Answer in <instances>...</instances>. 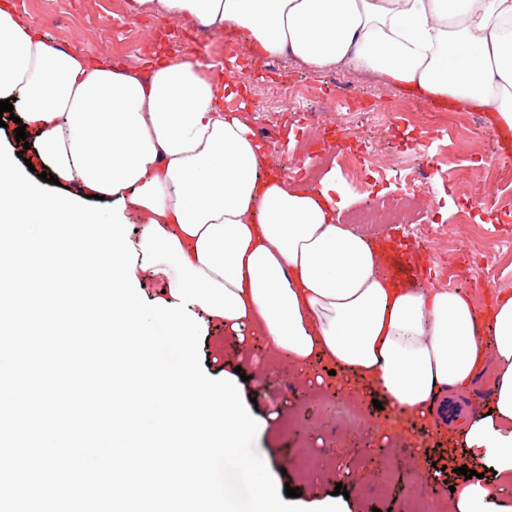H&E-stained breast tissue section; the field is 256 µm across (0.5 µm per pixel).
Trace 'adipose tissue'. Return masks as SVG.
<instances>
[{
    "label": "adipose tissue",
    "mask_w": 512,
    "mask_h": 512,
    "mask_svg": "<svg viewBox=\"0 0 512 512\" xmlns=\"http://www.w3.org/2000/svg\"><path fill=\"white\" fill-rule=\"evenodd\" d=\"M126 13L244 34L259 58L348 65L512 131V0H126ZM231 87L195 57L140 71L51 47L0 0V97L22 98L40 161L84 195L176 236L194 268L238 294L226 332L262 336L303 369L324 361L397 416L436 417L492 364L488 411L453 435L512 483V294L482 318L452 288H401L379 246L341 224L340 186L268 172Z\"/></svg>",
    "instance_id": "1"
}]
</instances>
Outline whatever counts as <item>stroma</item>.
<instances>
[{
  "mask_svg": "<svg viewBox=\"0 0 512 512\" xmlns=\"http://www.w3.org/2000/svg\"><path fill=\"white\" fill-rule=\"evenodd\" d=\"M15 4L19 17L36 23L60 50L130 69L144 68L152 55L193 54L221 66L225 81L245 86L224 107L248 114L267 164L309 185L335 172L347 210L369 205L374 194L398 192L406 170H413L423 178L427 219L443 226V237H424L413 224H379L368 235L380 241L393 229L404 244L430 248L431 270L454 266L455 288L478 310L512 292V214L502 207L512 198V184L492 175L512 166V157L504 158L485 112L460 114L350 67L312 70L290 57L259 60L242 34L207 32L184 18H131L125 0ZM348 154L382 162L372 189L349 180ZM199 353L207 376L229 377L243 400H256L255 450L278 486L298 489L296 503L308 512L339 486L349 493L343 512H403L411 495L435 498L442 512H455L451 487L461 479L460 467L489 471L436 422L374 408L376 394L367 386H346L323 364L313 372L299 369L261 336L242 342L209 323ZM352 399L363 409L357 426L330 415L326 406ZM386 431L392 434L389 451L368 453L370 442Z\"/></svg>",
  "mask_w": 512,
  "mask_h": 512,
  "instance_id": "obj_1",
  "label": "stroma"
}]
</instances>
